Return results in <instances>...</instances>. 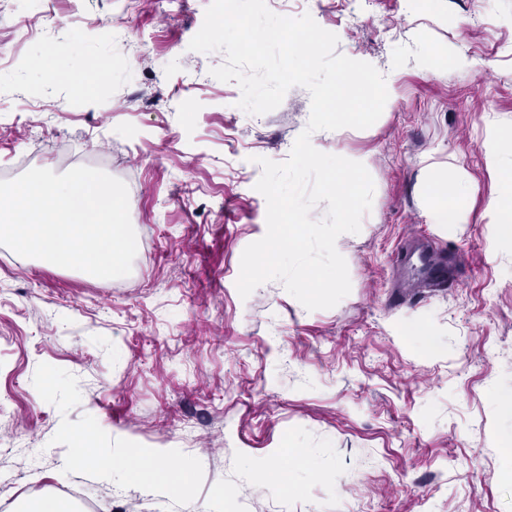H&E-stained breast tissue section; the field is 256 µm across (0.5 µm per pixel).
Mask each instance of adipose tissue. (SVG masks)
<instances>
[{"mask_svg": "<svg viewBox=\"0 0 512 512\" xmlns=\"http://www.w3.org/2000/svg\"><path fill=\"white\" fill-rule=\"evenodd\" d=\"M423 196L431 211L434 223L441 225L462 224L467 217L466 186L459 174L439 175L425 182ZM84 452L78 465L90 475L119 471L129 479L151 489H164L175 493H186L190 487L187 471L160 461L156 451H145L134 458L112 456L111 452L99 448L93 432L81 434Z\"/></svg>", "mask_w": 512, "mask_h": 512, "instance_id": "1", "label": "adipose tissue"}]
</instances>
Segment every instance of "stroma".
<instances>
[{"label": "stroma", "instance_id": "1", "mask_svg": "<svg viewBox=\"0 0 512 512\" xmlns=\"http://www.w3.org/2000/svg\"><path fill=\"white\" fill-rule=\"evenodd\" d=\"M210 3L55 0L43 13L0 0V175L100 169L126 184L137 237L115 279L0 246V472L13 476L0 512L69 487L83 492L77 512H512L493 403L512 385V247L487 216L503 185L484 158L512 131V0H266L335 33L337 53L372 64L389 93L371 127L312 135L374 181L360 232L341 243L351 291L315 311L278 280L238 293L266 222L258 160L288 158L311 99L296 86L268 113L239 108L236 82L210 73L224 54L189 48ZM90 61L106 80L92 84ZM451 164L467 221L444 227L422 184ZM410 238L454 254L456 280L396 287ZM91 426L113 453L165 452L189 493L87 476L74 435ZM288 443L304 454L290 483H272Z\"/></svg>", "mask_w": 512, "mask_h": 512}]
</instances>
